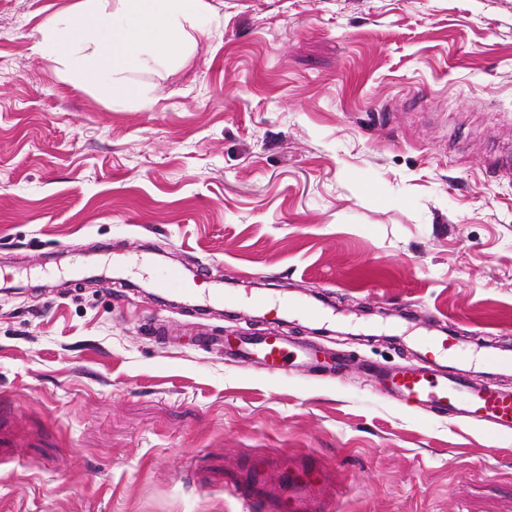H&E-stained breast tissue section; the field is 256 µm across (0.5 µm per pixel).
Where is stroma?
I'll use <instances>...</instances> for the list:
<instances>
[{
  "label": "stroma",
  "instance_id": "1",
  "mask_svg": "<svg viewBox=\"0 0 512 512\" xmlns=\"http://www.w3.org/2000/svg\"><path fill=\"white\" fill-rule=\"evenodd\" d=\"M74 0H0V512H512V432L407 408L375 370L424 325L512 342V0H207L211 39L113 102L38 49ZM224 282L201 315L77 253ZM321 297L342 321L256 303ZM171 336L157 337L154 325ZM283 330L334 376L225 362Z\"/></svg>",
  "mask_w": 512,
  "mask_h": 512
}]
</instances>
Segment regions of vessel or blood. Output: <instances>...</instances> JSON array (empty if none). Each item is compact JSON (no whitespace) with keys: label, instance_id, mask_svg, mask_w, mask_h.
I'll use <instances>...</instances> for the list:
<instances>
[{"label":"vessel or blood","instance_id":"vessel-or-blood-1","mask_svg":"<svg viewBox=\"0 0 512 512\" xmlns=\"http://www.w3.org/2000/svg\"><path fill=\"white\" fill-rule=\"evenodd\" d=\"M179 286L187 301L203 300L206 307L224 303V291L203 285L200 280L184 281L177 271H166L157 279V289ZM281 311H299L312 322L321 321L324 306L302 302L295 297L281 298ZM211 345L222 347L225 359L241 365L259 362L281 372L295 366L318 368L316 347L294 342L284 335L239 336L232 340L210 337ZM417 366L389 373L391 391L410 406L438 409L461 420H476L496 431H512V393L501 390L493 378L512 371V350L490 351L485 355L490 378L476 383L469 374L475 365L474 354L465 340L445 333L423 337Z\"/></svg>","mask_w":512,"mask_h":512}]
</instances>
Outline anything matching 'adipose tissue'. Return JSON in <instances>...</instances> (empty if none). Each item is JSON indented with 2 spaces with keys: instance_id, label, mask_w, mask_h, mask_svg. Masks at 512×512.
Segmentation results:
<instances>
[{
  "instance_id": "obj_1",
  "label": "adipose tissue",
  "mask_w": 512,
  "mask_h": 512,
  "mask_svg": "<svg viewBox=\"0 0 512 512\" xmlns=\"http://www.w3.org/2000/svg\"><path fill=\"white\" fill-rule=\"evenodd\" d=\"M206 0H76L41 26L43 52L74 68L81 84L108 83L113 101L144 98L126 73L136 63L183 58L211 38Z\"/></svg>"
}]
</instances>
